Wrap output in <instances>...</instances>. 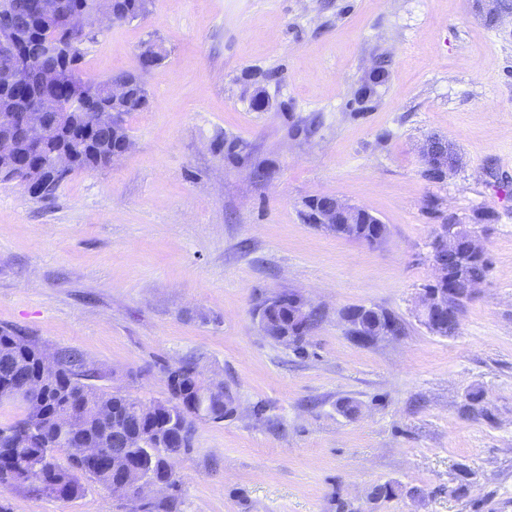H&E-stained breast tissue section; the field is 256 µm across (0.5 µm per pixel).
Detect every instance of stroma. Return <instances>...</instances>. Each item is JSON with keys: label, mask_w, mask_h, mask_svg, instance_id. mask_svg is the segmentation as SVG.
<instances>
[{"label": "stroma", "mask_w": 512, "mask_h": 512, "mask_svg": "<svg viewBox=\"0 0 512 512\" xmlns=\"http://www.w3.org/2000/svg\"><path fill=\"white\" fill-rule=\"evenodd\" d=\"M149 42L165 57L126 153L45 199L0 182V327L78 350L147 403L185 360L224 382L235 411L197 421L176 512H512V16L488 27L476 0H152L81 68L133 69ZM435 137L463 164L432 182ZM314 196L368 210L386 240L307 224ZM481 209L495 221L474 224ZM452 217L491 268L444 337L416 306ZM282 291L323 314L300 353L258 328ZM362 306L400 333L356 342L343 315ZM386 483L395 496L373 499ZM0 505L129 512L94 484Z\"/></svg>", "instance_id": "obj_1"}]
</instances>
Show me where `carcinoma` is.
Listing matches in <instances>:
<instances>
[{
  "label": "carcinoma",
  "mask_w": 512,
  "mask_h": 512,
  "mask_svg": "<svg viewBox=\"0 0 512 512\" xmlns=\"http://www.w3.org/2000/svg\"><path fill=\"white\" fill-rule=\"evenodd\" d=\"M34 2L36 0H0V8L12 14L14 23L24 26L19 37L28 41L30 48L29 58L23 61L25 82L22 85L13 81L18 59L0 48V115L8 117L25 112L40 100L44 89L39 79L49 71L59 72L60 80L52 93L66 111H80V107L68 102L70 87L76 83L96 87L100 95L95 104L112 109V101L103 92L114 83L129 81L132 72L128 70L104 79L83 75L79 64L85 45L95 39L96 32L89 31L78 37L68 26L69 16L95 10L98 0H50L55 5L56 17L48 27ZM46 38L72 52L60 59L40 54L38 46ZM146 96L145 85L141 82L134 87L132 101L118 112L116 125H105L86 135L62 131L46 142L39 153L32 155L31 160L44 164L49 154L63 148L74 154L77 172L109 167L115 141L128 137L127 117L144 110L142 98ZM349 223L355 225L357 235L369 236L371 218L365 211L360 209L350 214ZM320 319L319 310H310L305 330L295 333L288 346L303 349L308 330ZM45 354L47 351L38 337L14 328H0V386L24 379L30 381L29 388L17 389V396L12 391H0V401L18 399L26 405L22 418L0 426L3 439L20 434L25 442L16 448L0 445V456H9L0 463V489L77 499L84 495L88 482L109 489L114 483L136 480V475L131 473L89 466L72 452L68 453L65 465L55 456L46 454L48 448L68 449L75 445L98 448L104 455L123 447L129 456L143 459L147 469L173 488L178 482L173 463L191 448L195 421L207 418L220 422L233 414L234 398L230 392L204 386L190 361L168 370L169 398L154 402L157 415L138 420L133 414L132 399L98 385L105 375L81 352L68 348L56 350L58 369L46 379L40 372ZM69 410L72 411L69 428L62 433L58 431V417Z\"/></svg>",
  "instance_id": "1"
}]
</instances>
